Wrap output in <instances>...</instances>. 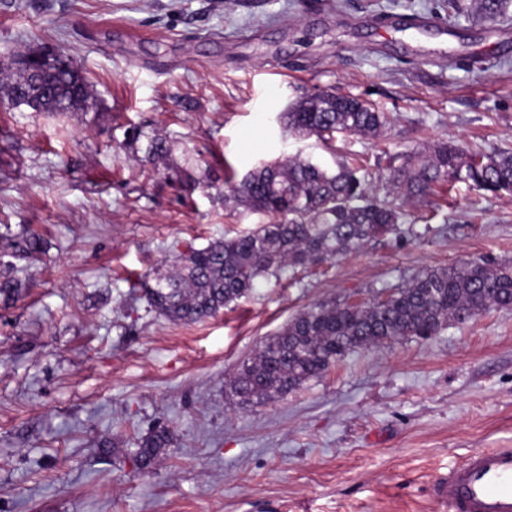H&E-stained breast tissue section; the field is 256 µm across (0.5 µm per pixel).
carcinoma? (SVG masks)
I'll use <instances>...</instances> for the list:
<instances>
[{
  "mask_svg": "<svg viewBox=\"0 0 512 512\" xmlns=\"http://www.w3.org/2000/svg\"><path fill=\"white\" fill-rule=\"evenodd\" d=\"M475 5L486 21L497 20L506 9L504 0H475ZM21 58L19 54L11 61L12 80L4 98L27 107L25 94L38 96L42 103L36 112L87 113L93 108L85 76L50 66L35 81L20 66ZM283 118L288 132L324 140L336 133L375 137L389 123L386 113L328 91L295 103ZM146 151L153 159H163L170 148L152 137ZM399 159L402 164L397 166ZM388 171L379 190L347 163L330 170L297 157L265 163L238 182L224 178V200L270 217L269 223L190 249L175 265L155 274L154 284L146 287L150 305L175 322L202 321L246 295L261 279L341 258L396 231L406 205L428 197L437 185L451 190L467 182L495 195L512 192V152H474L453 141L393 155ZM0 238L16 259L33 256L45 244L30 230L7 231ZM22 293V283L0 271V302L7 305ZM491 308H512V263L461 261L425 269L393 289L388 301L377 299L364 311L336 302L311 306L265 340L237 368L228 388L239 404L285 395L356 349L409 336L427 339ZM172 440L166 428L141 437L131 451L138 468L151 471Z\"/></svg>",
  "mask_w": 512,
  "mask_h": 512,
  "instance_id": "cac0c4a2",
  "label": "carcinoma"
}]
</instances>
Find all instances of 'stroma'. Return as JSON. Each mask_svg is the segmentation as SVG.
<instances>
[{"label":"stroma","mask_w":512,"mask_h":512,"mask_svg":"<svg viewBox=\"0 0 512 512\" xmlns=\"http://www.w3.org/2000/svg\"><path fill=\"white\" fill-rule=\"evenodd\" d=\"M29 47L71 57L96 108L0 109V225L45 239L14 263L25 295L0 304V512H433L436 478L512 448V309L351 352L261 404L225 394L316 303L512 261L510 194L437 189L397 233L200 323L167 320L143 288L266 223L225 205V171L301 156L375 183L390 151L512 150V0L494 24L449 21L445 0H0V59ZM323 89L392 122L375 138L290 134L283 112ZM154 135L167 160L147 157ZM159 426L173 443L145 474L130 450Z\"/></svg>","instance_id":"1"}]
</instances>
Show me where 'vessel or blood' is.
<instances>
[{"label":"vessel or blood","instance_id":"1","mask_svg":"<svg viewBox=\"0 0 512 512\" xmlns=\"http://www.w3.org/2000/svg\"><path fill=\"white\" fill-rule=\"evenodd\" d=\"M431 495L437 512H512V448L473 452Z\"/></svg>","mask_w":512,"mask_h":512}]
</instances>
